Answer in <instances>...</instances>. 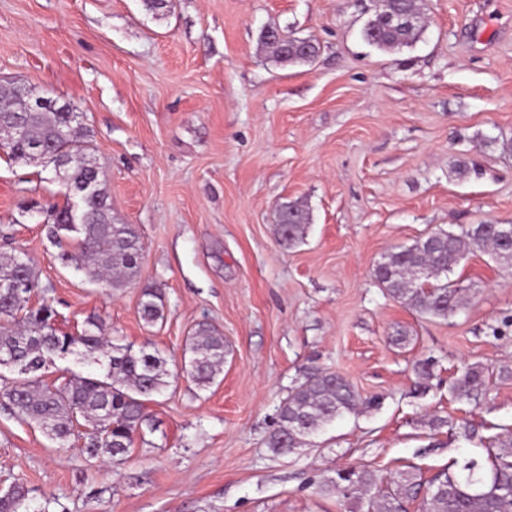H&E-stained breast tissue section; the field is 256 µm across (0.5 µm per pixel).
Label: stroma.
<instances>
[{"instance_id": "stroma-1", "label": "stroma", "mask_w": 512, "mask_h": 512, "mask_svg": "<svg viewBox=\"0 0 512 512\" xmlns=\"http://www.w3.org/2000/svg\"><path fill=\"white\" fill-rule=\"evenodd\" d=\"M371 7L0 0V81L75 106L112 215L143 243L139 281H92L49 236L47 212L65 204L52 168L0 150V254L31 259L30 302L51 300L58 330L97 318L171 373L119 464L0 407V484L22 478L30 512H358L323 489L337 467L427 478L512 432V266L473 250L449 275L469 303L445 320L373 276L429 233L512 224V0H425L421 39L393 52L361 35ZM269 27L313 39L315 61L274 62ZM283 201L311 215L291 248L276 233ZM147 284L164 301L152 326L138 312ZM203 322L226 346L205 389L183 370ZM465 364L493 373L475 402L451 390ZM310 365L376 405L276 455L272 419Z\"/></svg>"}]
</instances>
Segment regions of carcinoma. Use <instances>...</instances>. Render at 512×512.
I'll use <instances>...</instances> for the list:
<instances>
[{
	"label": "carcinoma",
	"instance_id": "obj_1",
	"mask_svg": "<svg viewBox=\"0 0 512 512\" xmlns=\"http://www.w3.org/2000/svg\"><path fill=\"white\" fill-rule=\"evenodd\" d=\"M391 11L405 12L411 24L388 27L381 14L371 13L362 38L381 50L409 47L425 30L422 0H396ZM261 42L284 65L312 62L319 47L314 40L287 35L277 29L262 33ZM21 125L26 134L13 138L12 128ZM87 130L80 122L66 125V113L56 108L34 111L19 98L14 88H0V147L15 158L39 160L40 151L52 146L76 156L95 158L86 141ZM99 162L75 164L61 172L69 187L91 183L97 199L85 211L72 210L71 203L58 210L62 222L53 223L51 234H77L76 268L92 280L112 289L124 288L141 276L142 243L136 227L112 221V206L101 179ZM278 239L292 246L303 239L309 214L294 203L280 204L277 212ZM438 245L427 246V238L392 252L374 269L377 282L393 299L418 313L447 319L464 306L463 288L444 279L451 269L475 248H482L498 261L512 264V247L501 242L491 224H470L459 232L436 233ZM11 276L25 285L17 292L0 289V352L10 353L12 362L3 364L20 375L8 387L6 406L20 420L35 424L50 440L65 445L72 436L82 439L85 452L95 457L106 453L118 463L134 445L135 434L145 420L143 399L168 386L166 361L143 348L133 349L102 336V325L88 321L78 335L60 333L53 323L55 311L46 301L30 307L29 295L38 287L31 262L19 255L0 258V278ZM162 294L147 286L141 290L139 313L146 324L162 318ZM190 375L201 387L212 384L224 365V337L201 326L190 346ZM67 355L81 361L105 362L102 376H75L49 386L39 371L48 362ZM489 372L478 365L457 371L452 389L456 398L469 402L487 387ZM365 404L354 386L343 376L317 366H308L303 381L281 402L275 427L267 444L276 455H287L309 444V439L336 417L356 411ZM498 451L483 463L463 460L456 470H441L428 479L402 472L388 483L365 468L336 470L330 487L358 501L364 512H406L405 504L418 503L419 512H512V436L497 440ZM29 490L16 480L0 490V512H22Z\"/></svg>",
	"mask_w": 512,
	"mask_h": 512
}]
</instances>
